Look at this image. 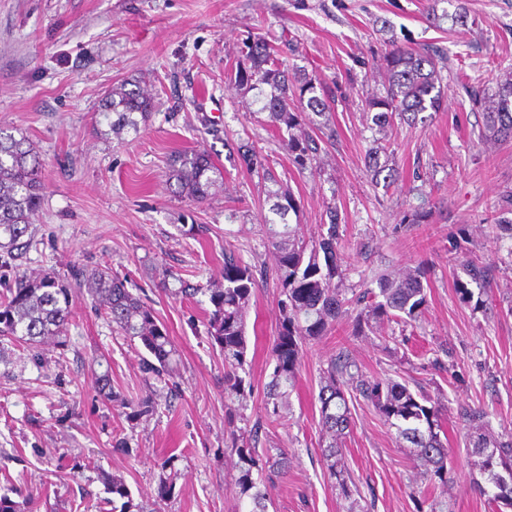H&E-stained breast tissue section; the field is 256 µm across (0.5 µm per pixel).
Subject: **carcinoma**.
<instances>
[{
  "instance_id": "cac0c4a2",
  "label": "carcinoma",
  "mask_w": 512,
  "mask_h": 512,
  "mask_svg": "<svg viewBox=\"0 0 512 512\" xmlns=\"http://www.w3.org/2000/svg\"><path fill=\"white\" fill-rule=\"evenodd\" d=\"M386 83L384 94L367 101L370 120L385 132L394 119L414 123L425 112H437L444 100L442 71L444 58L426 46H392L383 56ZM236 88L261 91L259 112L267 114L266 123L288 134V152L293 164L305 169L321 152L319 132L329 126L330 102L317 95L322 79L303 69H291L282 59V49L259 34L241 39L235 65L227 74ZM474 105L481 110L485 139L512 141V72L497 84L494 94L486 96L474 88L466 89ZM154 108L152 90L138 81H123L112 87L102 101L97 125L105 124L119 136L139 134ZM379 150L366 154L367 168L375 180L395 181V170L380 163ZM240 165L261 176L273 188L267 190L271 202L263 214L268 242L275 256V273L284 299L279 302L281 321L272 353L275 367L266 386V405L279 413L288 398L302 355L303 344L328 334L337 322L352 320V335L364 329L394 321L407 327L421 317L427 303V268L423 265L399 274H381L359 292L349 294L346 273L338 260L340 215L329 207L327 232L312 247L301 239L300 225L288 222V215L298 213L299 205L288 185L279 181L265 166L253 146H239ZM220 170L206 150L176 152L168 164L173 192L189 201L209 197L215 175ZM44 187L42 162L33 144L0 128V235L14 245L29 230L36 215ZM430 215L427 196L410 207L405 221L426 224ZM512 266V247L507 259L468 265L467 275L488 293L500 271V264ZM88 290L96 297L103 314L123 336L137 339L147 352L144 373L158 379L169 374L176 355L167 328L153 308L127 287L128 281L109 271L97 270L87 277ZM256 279L251 268L234 252L224 253L222 282L205 288L179 289L208 297L213 307L207 334L224 355V391L238 396L244 393V379L239 375L246 354L245 319ZM73 288L53 271L22 273L14 285L0 295V338L27 344L34 356L51 344L63 345L71 317ZM362 400L371 405L397 437L410 443V453L423 468V479L448 484V443L440 437L442 403L423 390H413L410 381L388 374L365 372L340 347L336 356L322 369L318 401L322 430L331 442L322 449L321 458L338 494L350 500L359 494L358 486L342 457V439L350 428V403ZM459 417L468 428L465 448L476 458V466L485 476L486 485L477 486L479 495L498 508L512 509V429H503L495 437L486 433L489 413L481 407L463 406ZM239 474L235 483L239 498L248 499V512H267L269 501L263 478H254L257 466L255 447L245 442L235 448ZM105 504L111 512H157L155 503L133 502L119 477L107 484Z\"/></svg>"
}]
</instances>
